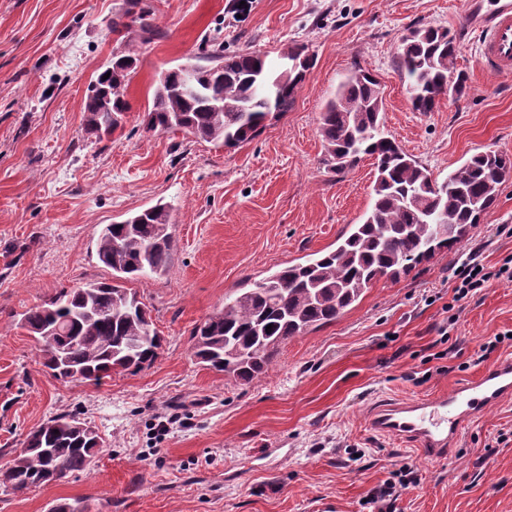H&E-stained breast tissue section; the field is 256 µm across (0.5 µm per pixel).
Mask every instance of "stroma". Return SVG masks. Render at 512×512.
Returning <instances> with one entry per match:
<instances>
[{
	"mask_svg": "<svg viewBox=\"0 0 512 512\" xmlns=\"http://www.w3.org/2000/svg\"><path fill=\"white\" fill-rule=\"evenodd\" d=\"M129 0H0V465L51 417L80 414L105 446L91 469L23 493L0 490V512H371L367 500L408 465L420 482L396 512H512V398L463 431L451 461L431 462L366 426L372 407L449 390L512 345L483 350L512 329V283L463 300L447 358H432L451 301L454 263L470 249L487 265L512 255V178L464 240L399 281L379 279L336 322L282 345L247 384L192 356L196 324L239 289L332 250L372 202L373 158L338 174L322 163L320 114L353 66L373 71L385 129L434 176L472 154L512 155V74L481 65L460 36L467 0H148L155 37L142 44L112 137L85 130L88 87L125 40L109 21ZM458 34L464 93L412 111L395 63L406 29ZM226 50L277 58L306 45L312 68L287 112L234 148L180 131L152 132L146 114L161 71L208 65ZM170 208L167 272L134 282L163 338L155 362L102 383L58 379L19 316L46 297L107 280L96 241L107 224L156 203ZM441 293L442 302L425 296ZM176 416L173 429L158 427Z\"/></svg>",
	"mask_w": 512,
	"mask_h": 512,
	"instance_id": "stroma-1",
	"label": "stroma"
}]
</instances>
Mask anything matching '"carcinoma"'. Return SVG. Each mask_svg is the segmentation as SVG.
Masks as SVG:
<instances>
[{
	"instance_id": "cac0c4a2",
	"label": "carcinoma",
	"mask_w": 512,
	"mask_h": 512,
	"mask_svg": "<svg viewBox=\"0 0 512 512\" xmlns=\"http://www.w3.org/2000/svg\"><path fill=\"white\" fill-rule=\"evenodd\" d=\"M151 15L142 0H131L112 18V32H137L147 42L156 35ZM136 52L135 45H127L90 84L83 109L87 133L112 134L110 115L129 111L125 90L134 69L125 65H137ZM458 53L456 37L445 28H414L400 38L396 66L414 87L413 111L433 112L443 98L463 93L466 77L456 68ZM211 58L223 77L199 82L195 95L183 90L180 67L166 70L154 89L148 130H179L236 147L288 110L313 64L304 45L288 48L286 71L275 69L261 51L227 53L220 43ZM217 101L239 111L218 110L213 107ZM384 112L380 83L369 71L357 68L340 82L321 113L324 163L343 174L364 157L373 158L371 208L337 239L335 249L240 289L224 309L196 325L192 351L199 363L236 382L252 381L269 369L281 345L336 321L378 279L407 276L453 248L494 208L501 186L512 177V156L476 153L439 180L384 132ZM450 224L456 226L451 238ZM173 247L164 204L108 224L96 252L112 271L111 279L63 289L21 314L18 324L36 339L43 365L54 377L78 374L98 384L114 369L134 374L155 361L163 338L143 340L152 325L150 310L125 283L165 273ZM42 427L40 434H28L25 450L4 466L0 488L23 493L94 466L104 441L93 427L76 415L52 417Z\"/></svg>"
}]
</instances>
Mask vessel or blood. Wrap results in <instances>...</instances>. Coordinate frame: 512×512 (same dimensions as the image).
<instances>
[{
	"label": "vessel or blood",
	"mask_w": 512,
	"mask_h": 512,
	"mask_svg": "<svg viewBox=\"0 0 512 512\" xmlns=\"http://www.w3.org/2000/svg\"><path fill=\"white\" fill-rule=\"evenodd\" d=\"M461 29L478 38L485 70L512 72V0H468ZM509 396L512 358H504L450 392L392 400L371 411L367 426L442 462L450 459L465 424Z\"/></svg>",
	"instance_id": "b4317fda"
}]
</instances>
